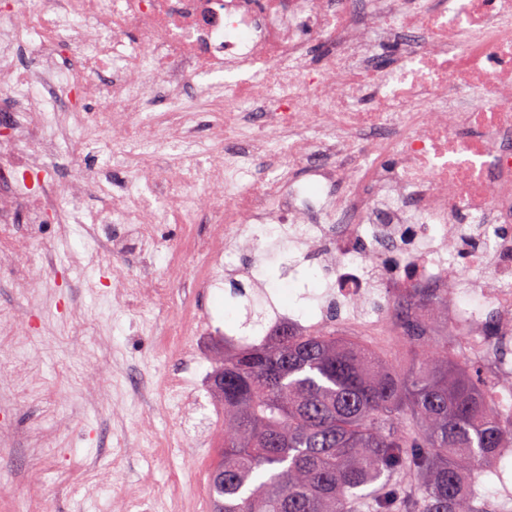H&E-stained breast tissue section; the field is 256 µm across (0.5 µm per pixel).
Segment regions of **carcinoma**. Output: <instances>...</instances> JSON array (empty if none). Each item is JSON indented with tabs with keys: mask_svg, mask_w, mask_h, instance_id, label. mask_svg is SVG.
I'll return each mask as SVG.
<instances>
[{
	"mask_svg": "<svg viewBox=\"0 0 512 512\" xmlns=\"http://www.w3.org/2000/svg\"><path fill=\"white\" fill-rule=\"evenodd\" d=\"M399 372L352 336L283 324L224 341V450L213 512H481L465 474L498 470L512 374L487 379L465 351L425 344L413 318Z\"/></svg>",
	"mask_w": 512,
	"mask_h": 512,
	"instance_id": "cac0c4a2",
	"label": "carcinoma"
}]
</instances>
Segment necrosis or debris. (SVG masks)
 <instances>
[{"instance_id":"4bbe7bcc","label":"necrosis or debris","mask_w":512,"mask_h":512,"mask_svg":"<svg viewBox=\"0 0 512 512\" xmlns=\"http://www.w3.org/2000/svg\"><path fill=\"white\" fill-rule=\"evenodd\" d=\"M380 43L397 48L394 65ZM28 47L38 62L25 68ZM192 97L210 105L212 149ZM92 126L105 168L131 173L91 217L97 246L119 247L103 224L144 240L185 228L164 276L115 273L113 300L167 298L185 250L199 258L195 287L214 286L226 257L275 224L324 253L353 332L394 326L382 299L415 317L411 289L472 283L481 304L455 305L454 333L485 374L512 372V0H20L0 12V273L28 304L34 267L56 265L31 240L47 224L67 233L101 188L83 166ZM62 157L75 172L67 207L52 176ZM250 159L264 169L254 184ZM0 334L6 387L25 397L37 371L25 334L9 314Z\"/></svg>"}]
</instances>
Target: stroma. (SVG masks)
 <instances>
[{
	"instance_id": "35a3bbf8",
	"label": "stroma",
	"mask_w": 512,
	"mask_h": 512,
	"mask_svg": "<svg viewBox=\"0 0 512 512\" xmlns=\"http://www.w3.org/2000/svg\"><path fill=\"white\" fill-rule=\"evenodd\" d=\"M179 238V225L165 224L147 248L129 239L114 255L97 252L81 228L59 238L49 227L36 249L53 253L57 266L37 269L32 282L47 292V303L25 306L16 289L0 282V313H14L26 325L28 354L41 368L25 399L0 398V424L15 425L0 441V512H121L129 497L149 501L153 512H179L182 503L198 506L206 498L224 436L223 408L206 400L181 413L156 399L132 410L136 379L160 386L184 369L177 355L160 348L171 329L181 328L179 311L150 301L122 309L108 296L115 269L134 272L145 262L163 274ZM85 253L93 254L91 265L71 266V256ZM232 260L234 276L197 300L212 318L210 330L192 339L204 374L225 336L261 340L272 325V306L306 318L318 313L326 291L319 254H302L284 239L272 247L243 246ZM239 284L246 296H234ZM251 308L262 313V328L246 326ZM57 402L68 411L49 435L56 453L43 463L32 442ZM161 439L170 447H158Z\"/></svg>"
}]
</instances>
